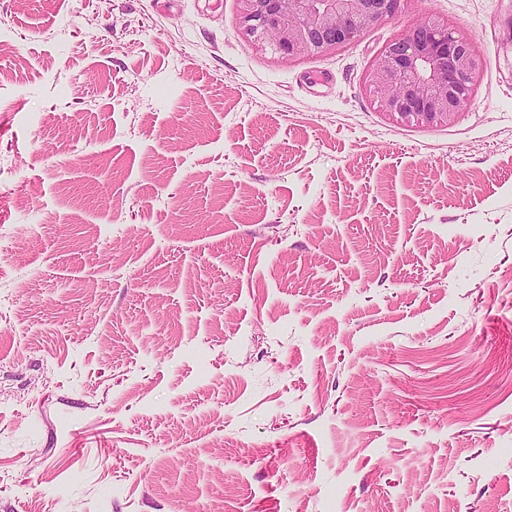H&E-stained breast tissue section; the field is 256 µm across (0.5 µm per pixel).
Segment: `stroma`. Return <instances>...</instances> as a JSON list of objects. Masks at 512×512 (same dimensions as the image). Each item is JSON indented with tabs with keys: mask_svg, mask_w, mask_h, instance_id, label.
<instances>
[{
	"mask_svg": "<svg viewBox=\"0 0 512 512\" xmlns=\"http://www.w3.org/2000/svg\"><path fill=\"white\" fill-rule=\"evenodd\" d=\"M237 0H0V512H512V0L291 64ZM434 14L455 124L364 77ZM483 68L472 37L430 15L385 44L366 85L387 120L448 126L477 93Z\"/></svg>",
	"mask_w": 512,
	"mask_h": 512,
	"instance_id": "35a3bbf8",
	"label": "stroma"
}]
</instances>
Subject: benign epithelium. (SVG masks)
<instances>
[{
  "label": "benign epithelium",
  "mask_w": 512,
  "mask_h": 512,
  "mask_svg": "<svg viewBox=\"0 0 512 512\" xmlns=\"http://www.w3.org/2000/svg\"><path fill=\"white\" fill-rule=\"evenodd\" d=\"M405 0H238L237 32L284 63L322 57L395 18ZM483 60L472 37L437 15L385 44L366 76L385 118L448 126L477 93Z\"/></svg>",
  "instance_id": "benign-epithelium-1"
}]
</instances>
